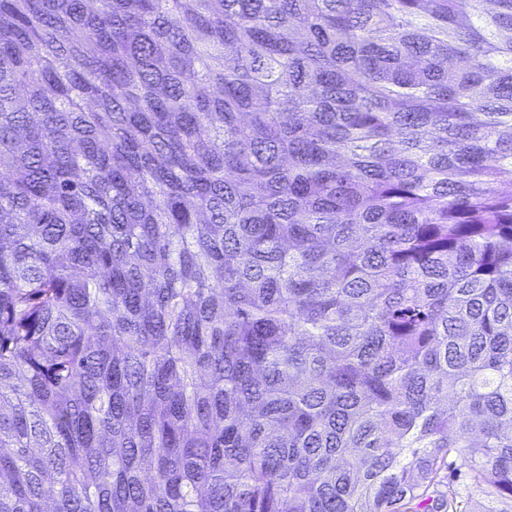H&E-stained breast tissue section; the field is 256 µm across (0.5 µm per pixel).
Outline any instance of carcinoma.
<instances>
[{
	"mask_svg": "<svg viewBox=\"0 0 512 512\" xmlns=\"http://www.w3.org/2000/svg\"><path fill=\"white\" fill-rule=\"evenodd\" d=\"M474 496L512 512V0H0V512Z\"/></svg>",
	"mask_w": 512,
	"mask_h": 512,
	"instance_id": "1",
	"label": "carcinoma"
}]
</instances>
